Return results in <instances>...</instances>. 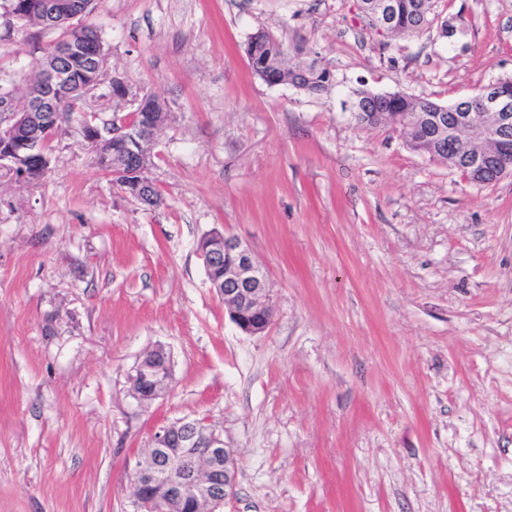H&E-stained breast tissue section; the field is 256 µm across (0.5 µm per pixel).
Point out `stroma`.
Masks as SVG:
<instances>
[{
	"label": "stroma",
	"mask_w": 512,
	"mask_h": 512,
	"mask_svg": "<svg viewBox=\"0 0 512 512\" xmlns=\"http://www.w3.org/2000/svg\"><path fill=\"white\" fill-rule=\"evenodd\" d=\"M418 35L357 0H98L111 74L164 102L148 208L77 134L35 183L0 182V512H132L154 430L208 418L238 461L223 512H512V177L465 182L354 92L447 105L512 75V0H437ZM264 30L334 75L255 76ZM58 32L0 17V87ZM247 244L275 307L248 336L198 242ZM167 390L128 376L155 346ZM170 377V354L156 346L139 359L129 375L130 394L139 403L150 402L166 389Z\"/></svg>",
	"instance_id": "35a3bbf8"
}]
</instances>
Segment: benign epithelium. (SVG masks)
<instances>
[{
  "label": "benign epithelium",
  "mask_w": 512,
  "mask_h": 512,
  "mask_svg": "<svg viewBox=\"0 0 512 512\" xmlns=\"http://www.w3.org/2000/svg\"><path fill=\"white\" fill-rule=\"evenodd\" d=\"M360 10L380 34L395 32L399 9L409 11L425 23L433 14V0H359ZM69 84L66 70L56 64L42 66L41 93L28 97L26 104L5 98L0 102V167L10 169L19 182L28 180L23 161L43 154L41 141L27 131L45 122L50 112L66 108L67 100L55 90ZM99 86L117 87V98L131 95L123 79L99 73ZM139 113H128L127 120L108 133L99 123L88 122L78 133L98 143L105 134L112 140L133 139L138 151L135 161L139 179L136 188H150L144 176V161L152 154L158 123L138 125ZM389 125L420 140L448 134V142L465 148L448 154V168L468 183L496 182L512 175V95L503 83L481 86L467 95L454 112H417L406 122L389 117ZM210 288L224 302L230 320L250 336L265 333L272 322L273 304L267 273L251 250L237 237L213 229L198 246ZM171 377V357L162 346L146 352L128 377L130 394L140 402L156 399ZM237 459L233 448L205 419H183L159 426L153 433L144 460L132 475L134 512H218L234 498Z\"/></svg>",
  "instance_id": "7a95c632"
}]
</instances>
